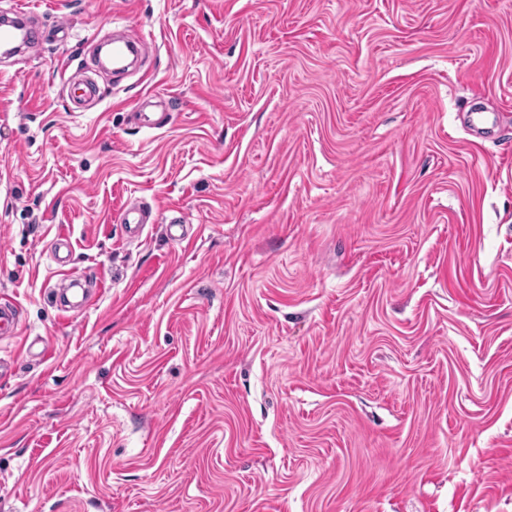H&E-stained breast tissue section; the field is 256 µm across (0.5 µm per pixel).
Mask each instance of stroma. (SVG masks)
I'll return each instance as SVG.
<instances>
[{
  "label": "stroma",
  "instance_id": "1",
  "mask_svg": "<svg viewBox=\"0 0 512 512\" xmlns=\"http://www.w3.org/2000/svg\"><path fill=\"white\" fill-rule=\"evenodd\" d=\"M29 2L0 512H512V0ZM117 31L140 67L90 75Z\"/></svg>",
  "mask_w": 512,
  "mask_h": 512
}]
</instances>
